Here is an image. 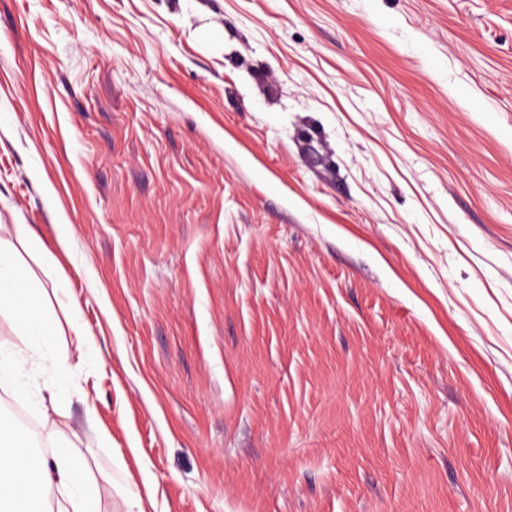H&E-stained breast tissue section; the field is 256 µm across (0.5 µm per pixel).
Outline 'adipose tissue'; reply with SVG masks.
Here are the masks:
<instances>
[{
  "instance_id": "obj_1",
  "label": "adipose tissue",
  "mask_w": 512,
  "mask_h": 512,
  "mask_svg": "<svg viewBox=\"0 0 512 512\" xmlns=\"http://www.w3.org/2000/svg\"><path fill=\"white\" fill-rule=\"evenodd\" d=\"M49 260L50 253L28 225L0 224V317L11 320L27 356L44 357L55 326L44 307L47 290L25 264L24 255ZM44 427L61 444L52 460L36 453L28 435L0 421V512H96L90 464L75 456L61 424Z\"/></svg>"
}]
</instances>
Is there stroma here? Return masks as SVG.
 I'll return each mask as SVG.
<instances>
[{
    "instance_id": "35a3bbf8",
    "label": "stroma",
    "mask_w": 512,
    "mask_h": 512,
    "mask_svg": "<svg viewBox=\"0 0 512 512\" xmlns=\"http://www.w3.org/2000/svg\"><path fill=\"white\" fill-rule=\"evenodd\" d=\"M0 224L99 512H512V0H0ZM19 247L49 266L43 242L26 224H0V317L11 320L17 340L31 357L42 358L54 343L55 326L44 313L47 290L25 264ZM32 313L35 320H28Z\"/></svg>"
}]
</instances>
